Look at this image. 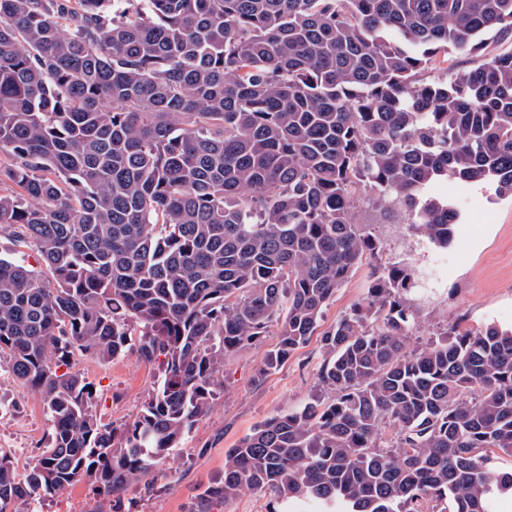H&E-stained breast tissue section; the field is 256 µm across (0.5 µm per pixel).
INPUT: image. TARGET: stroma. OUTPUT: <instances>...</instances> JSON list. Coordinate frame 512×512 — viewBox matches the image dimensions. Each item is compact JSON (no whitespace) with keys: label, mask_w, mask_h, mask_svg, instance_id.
<instances>
[{"label":"stroma","mask_w":512,"mask_h":512,"mask_svg":"<svg viewBox=\"0 0 512 512\" xmlns=\"http://www.w3.org/2000/svg\"><path fill=\"white\" fill-rule=\"evenodd\" d=\"M438 191L456 200L461 214L455 241L442 253L393 218L363 205L358 208L360 220L386 244L378 261L404 259L418 273L431 264L438 267L432 288L413 302L415 326L408 341L412 350L458 324L470 329L512 325V196L499 197L485 188L466 191L453 181L440 184ZM375 262L366 260L354 268L326 305L320 331L329 330L364 298ZM278 339V327H271L260 344L225 359L224 387L207 415L161 467L129 485V512H192L205 487L223 478L228 448L265 419L311 401L324 358L319 338H312L283 364L265 369V356ZM73 369L94 386L98 418L120 431L140 414L160 377L159 364L142 362L132 345L112 360L76 355ZM48 434L40 394L0 370V448L13 450L17 472H24ZM102 505L94 485L81 481L57 496L18 504L16 510L100 512Z\"/></svg>","instance_id":"35a3bbf8"}]
</instances>
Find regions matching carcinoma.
<instances>
[{
  "instance_id": "obj_1",
  "label": "carcinoma",
  "mask_w": 512,
  "mask_h": 512,
  "mask_svg": "<svg viewBox=\"0 0 512 512\" xmlns=\"http://www.w3.org/2000/svg\"><path fill=\"white\" fill-rule=\"evenodd\" d=\"M512 35V0H0V360L51 433L0 512L87 480L109 512L210 409L224 359L273 324L271 368L384 244L355 196L438 250L452 179L512 196V52L463 74L438 56ZM417 276L375 267L321 334L328 399L226 451L213 501L266 490L271 512H494L512 496V326H455L407 350ZM139 331L162 377L120 435L75 353L109 360Z\"/></svg>"
}]
</instances>
